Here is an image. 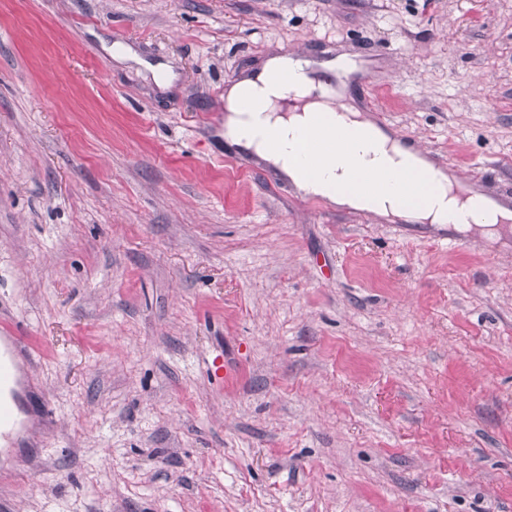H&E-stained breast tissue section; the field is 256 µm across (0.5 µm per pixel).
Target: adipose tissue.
<instances>
[{"label": "adipose tissue", "mask_w": 512, "mask_h": 512, "mask_svg": "<svg viewBox=\"0 0 512 512\" xmlns=\"http://www.w3.org/2000/svg\"><path fill=\"white\" fill-rule=\"evenodd\" d=\"M273 72L287 82H269ZM308 79L301 63L274 56L251 77L232 84L224 97V136L263 159L306 194L416 224H446L460 211L472 213L475 224L492 226L512 219L474 188H461L453 176L362 117L350 105L319 97L291 100ZM313 133L328 147L318 166L296 154L301 134ZM367 171L386 173L375 187H363Z\"/></svg>", "instance_id": "1"}]
</instances>
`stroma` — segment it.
<instances>
[{
	"instance_id": "35a3bbf8",
	"label": "stroma",
	"mask_w": 512,
	"mask_h": 512,
	"mask_svg": "<svg viewBox=\"0 0 512 512\" xmlns=\"http://www.w3.org/2000/svg\"><path fill=\"white\" fill-rule=\"evenodd\" d=\"M274 54L512 192V0H0L9 512H512V223L271 191L221 129Z\"/></svg>"
}]
</instances>
